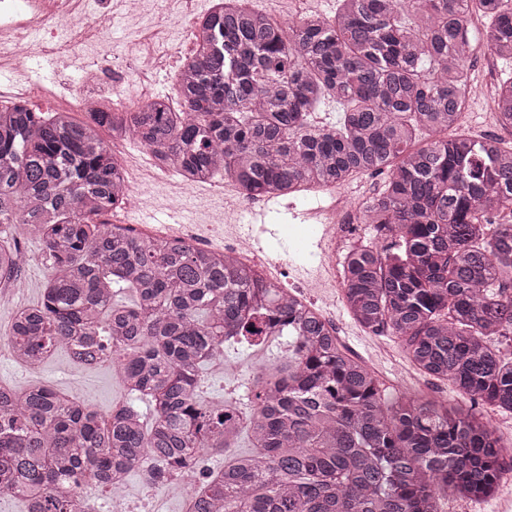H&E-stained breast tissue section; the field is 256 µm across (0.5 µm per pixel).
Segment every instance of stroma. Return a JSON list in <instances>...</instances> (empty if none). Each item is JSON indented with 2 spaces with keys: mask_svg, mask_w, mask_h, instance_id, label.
Instances as JSON below:
<instances>
[{
  "mask_svg": "<svg viewBox=\"0 0 512 512\" xmlns=\"http://www.w3.org/2000/svg\"><path fill=\"white\" fill-rule=\"evenodd\" d=\"M161 41L171 49L166 63L150 69L143 84L124 83L123 94L135 96L146 89L152 96L175 100L174 75L181 64L176 49L181 34L174 30L167 31L162 34ZM88 61V56L84 54L61 59L53 55L39 56L33 59L27 78L62 89L77 77ZM469 73L472 83L481 86L482 91L467 101L466 132L478 139L498 137L506 142L511 141L512 132L503 130L495 121L493 102L498 80L504 75L512 76V60L484 55L471 64ZM143 181L154 191V200L150 205L155 213L152 223H140V212L136 209L108 213V220L134 227L144 236L176 234L179 226L171 224L168 218L171 209L169 198L172 194L180 193L184 196L182 224L198 226L197 246L220 251L225 242L233 240V233L225 231L223 225L205 222L206 217L219 215L224 210L223 199L216 196L209 185L196 184L188 188L178 176L170 174L159 178L148 172L144 173ZM317 199L314 193L298 195L290 199L288 207L280 206L269 211L264 223L253 225L250 231L258 256L282 261L289 280L297 283L302 282L305 269L318 266L321 260L334 258L333 253H319L312 242L305 239L296 217L297 212L309 208ZM22 247L26 255V263L21 271L23 287L0 284V337L8 332L17 310L38 301L48 276L41 260L39 244L26 241ZM305 298L308 303L325 311L336 329L340 347L375 373L383 382L387 395H421L437 400L454 397L455 388L450 380L424 374L411 362L403 340L387 332L373 333L359 325L346 308L344 289L329 291L309 288L305 291ZM283 349V342L279 339L248 350L225 348L223 357L208 364L203 371L199 388L201 398L210 405H223L225 364H235L247 372L278 358ZM34 381L46 382L64 391L79 387L82 396L103 413L130 400L121 375L108 365L82 366L60 350L41 367L30 370L15 361L6 349L0 348V385L23 388ZM487 418L500 438L501 454L511 468L502 475L491 497L462 499L452 491H445L441 499L442 512H512V413L491 412ZM125 491L136 512H187L185 490L168 481L145 487L140 471L128 473Z\"/></svg>",
  "mask_w": 512,
  "mask_h": 512,
  "instance_id": "1",
  "label": "stroma"
}]
</instances>
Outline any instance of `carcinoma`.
<instances>
[{"instance_id":"carcinoma-1","label":"carcinoma","mask_w":512,"mask_h":512,"mask_svg":"<svg viewBox=\"0 0 512 512\" xmlns=\"http://www.w3.org/2000/svg\"><path fill=\"white\" fill-rule=\"evenodd\" d=\"M480 54L512 58V0H338L332 20L287 28L251 0H215L181 66L179 110L101 104L77 123L0 107V283L17 281L20 232L50 271L4 339L25 367L58 349L108 362L133 397L103 414L44 383L0 385V494L26 512H82L83 482L145 465L167 480L244 428L257 452L207 476L188 512H440L441 488L488 496L508 465L484 412H512V361L490 343L512 340V144L461 131ZM495 96L512 131V77ZM328 99L344 106L340 126L315 129ZM101 127L191 183L222 172L267 199L385 175L362 219L390 242L344 256L348 309L469 407L388 399L312 305L233 255L93 221L126 190ZM124 288L132 307L114 303ZM228 336L288 338V362L241 398L243 424L198 392Z\"/></svg>"}]
</instances>
